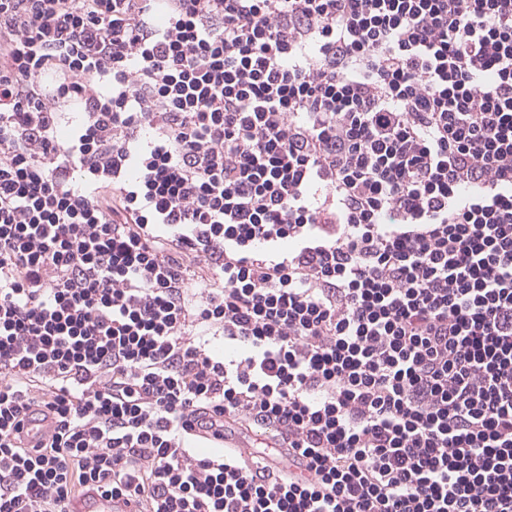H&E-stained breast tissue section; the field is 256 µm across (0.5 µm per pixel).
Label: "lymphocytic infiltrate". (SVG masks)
<instances>
[{"label": "lymphocytic infiltrate", "instance_id": "obj_1", "mask_svg": "<svg viewBox=\"0 0 512 512\" xmlns=\"http://www.w3.org/2000/svg\"><path fill=\"white\" fill-rule=\"evenodd\" d=\"M91 492L512 512V0H0V512Z\"/></svg>", "mask_w": 512, "mask_h": 512}]
</instances>
